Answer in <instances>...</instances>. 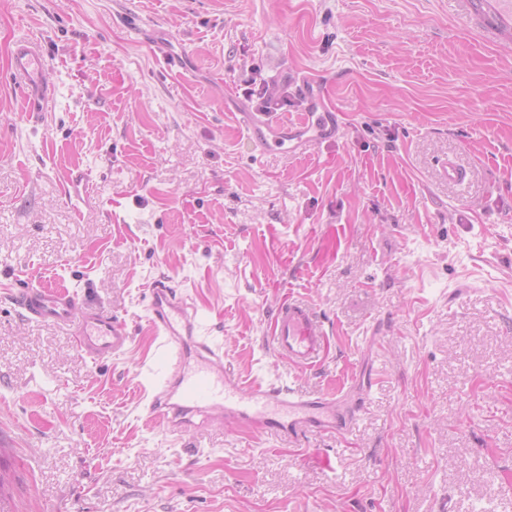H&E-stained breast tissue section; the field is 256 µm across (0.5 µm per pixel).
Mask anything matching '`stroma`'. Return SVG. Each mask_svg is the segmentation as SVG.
I'll list each match as a JSON object with an SVG mask.
<instances>
[{
  "mask_svg": "<svg viewBox=\"0 0 512 512\" xmlns=\"http://www.w3.org/2000/svg\"><path fill=\"white\" fill-rule=\"evenodd\" d=\"M37 42L55 95L12 76ZM336 139L264 151L244 112ZM455 162L466 174L448 181ZM117 315L92 361L15 274ZM245 382L362 395L347 437L151 420V282ZM328 333L278 357L284 296ZM0 445L11 512H512V33L470 0H0ZM47 63L40 48L33 43L19 44L12 59V74L26 90L25 103L29 112H40L50 99L51 88L43 81ZM303 81V95L307 102L309 111L303 112V117L299 122V129L293 130L288 125V129L284 132L283 136L269 139V131L273 125L272 114L269 112H259L255 114H247V127L250 132L251 138L257 142L263 150H271L273 148H283L286 151L296 152L299 144L303 141L301 133H307L314 130L316 135L321 139H336L339 135V125L336 116L326 109L318 112L320 105L319 96L313 89L306 85ZM291 143V146L289 145Z\"/></svg>",
  "mask_w": 512,
  "mask_h": 512,
  "instance_id": "1",
  "label": "stroma"
}]
</instances>
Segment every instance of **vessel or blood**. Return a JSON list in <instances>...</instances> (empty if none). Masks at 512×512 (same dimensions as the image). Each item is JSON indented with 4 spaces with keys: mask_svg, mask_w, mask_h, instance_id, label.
Here are the masks:
<instances>
[{
    "mask_svg": "<svg viewBox=\"0 0 512 512\" xmlns=\"http://www.w3.org/2000/svg\"><path fill=\"white\" fill-rule=\"evenodd\" d=\"M46 59L40 48L26 42L17 46L12 74L23 85L28 111H41L51 96L43 80ZM308 105L298 129L270 137V113L248 115L247 127L262 149L299 146L303 133L313 131L322 139L339 134L336 117L320 110V99L304 88ZM12 299L21 315L31 322H47L74 331L79 351L98 361L125 354L132 339L125 323L99 311L76 293L59 286L24 282ZM147 311L154 334L164 336L167 373L147 407L152 418L166 423L170 432L186 431L194 413L206 412L209 419L232 429L254 433H277L291 438L310 432L349 431L354 415L347 396L330 393L309 397L293 388L262 382L242 383L224 358L222 349L202 336L204 309L187 301L162 280L148 289ZM269 340L278 355L308 368L322 357L326 332L312 307L303 300L285 297L268 328Z\"/></svg>",
    "mask_w": 512,
    "mask_h": 512,
    "instance_id": "b4317fda",
    "label": "vessel or blood"
}]
</instances>
